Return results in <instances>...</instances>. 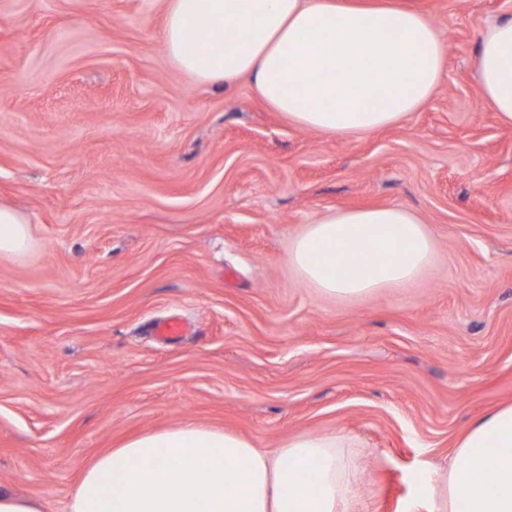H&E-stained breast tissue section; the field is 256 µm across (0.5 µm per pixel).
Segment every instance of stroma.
I'll return each mask as SVG.
<instances>
[{"label":"stroma","instance_id":"obj_1","mask_svg":"<svg viewBox=\"0 0 512 512\" xmlns=\"http://www.w3.org/2000/svg\"><path fill=\"white\" fill-rule=\"evenodd\" d=\"M421 3L439 86L353 139L177 69L162 0H0V203L34 239L0 256L1 492L68 512L83 463L192 420L346 435L359 512H426L458 435L512 403V127L475 68L512 0ZM390 204L436 245L410 287L348 305L289 268L316 217Z\"/></svg>","mask_w":512,"mask_h":512}]
</instances>
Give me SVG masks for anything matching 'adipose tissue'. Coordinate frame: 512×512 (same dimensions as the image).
<instances>
[{
  "instance_id": "obj_1",
  "label": "adipose tissue",
  "mask_w": 512,
  "mask_h": 512,
  "mask_svg": "<svg viewBox=\"0 0 512 512\" xmlns=\"http://www.w3.org/2000/svg\"><path fill=\"white\" fill-rule=\"evenodd\" d=\"M168 59L202 84L250 78L294 125L360 137L426 104L446 47L416 0H166ZM481 100L512 127V16L481 32ZM375 106H368L370 97ZM33 246L27 219L0 204V255ZM434 241L399 205L336 209L292 240L288 264L323 295L358 304L406 288L431 266ZM336 433H299L267 450L193 421L127 439L85 463L69 512H356L359 462ZM492 475H478L481 466ZM512 512V404L462 432L427 512Z\"/></svg>"
}]
</instances>
